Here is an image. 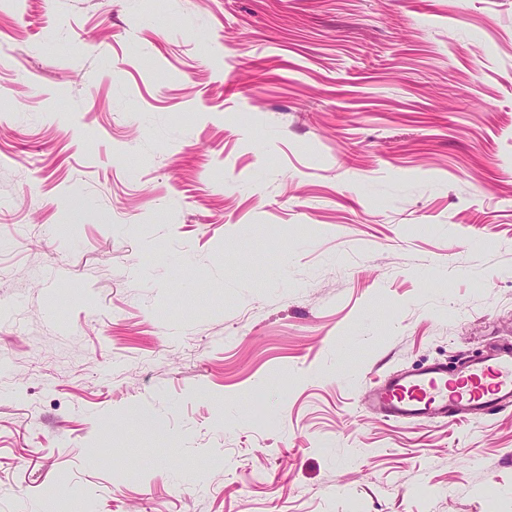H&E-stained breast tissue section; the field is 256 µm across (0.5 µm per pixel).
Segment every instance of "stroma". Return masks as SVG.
<instances>
[{
  "mask_svg": "<svg viewBox=\"0 0 512 512\" xmlns=\"http://www.w3.org/2000/svg\"><path fill=\"white\" fill-rule=\"evenodd\" d=\"M512 0H0V512H512ZM369 408L393 419L482 416L512 407V345L477 361H464L453 372L431 363L401 371L368 390Z\"/></svg>",
  "mask_w": 512,
  "mask_h": 512,
  "instance_id": "stroma-1",
  "label": "stroma"
}]
</instances>
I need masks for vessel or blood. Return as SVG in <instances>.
I'll list each match as a JSON object with an SVG mask.
<instances>
[{"instance_id": "1", "label": "vessel or blood", "mask_w": 512, "mask_h": 512, "mask_svg": "<svg viewBox=\"0 0 512 512\" xmlns=\"http://www.w3.org/2000/svg\"><path fill=\"white\" fill-rule=\"evenodd\" d=\"M368 399L374 412L408 420L482 416L512 407V345L453 371L435 362L391 374L369 389Z\"/></svg>"}]
</instances>
